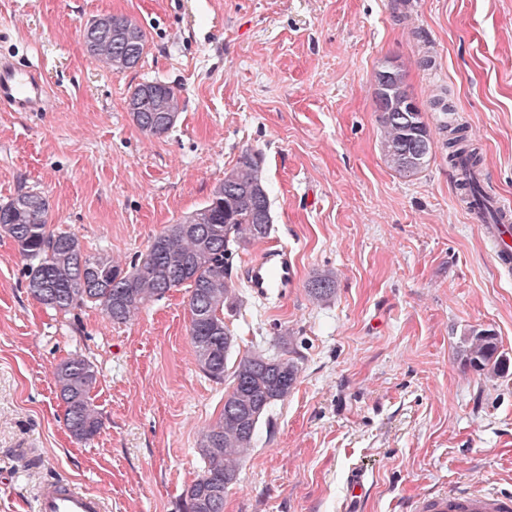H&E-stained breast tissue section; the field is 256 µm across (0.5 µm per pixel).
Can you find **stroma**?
<instances>
[{
    "mask_svg": "<svg viewBox=\"0 0 512 512\" xmlns=\"http://www.w3.org/2000/svg\"><path fill=\"white\" fill-rule=\"evenodd\" d=\"M110 14L146 35L134 69L86 50V23ZM0 56L38 65L48 86L44 111L0 107V203L42 193L50 224L89 252L130 261L202 208L243 150L263 154L268 241L289 250L297 285L282 300L244 290L224 320L241 351L278 355L292 337L300 372L259 421L224 512H412L444 489L512 492V369L488 378L463 358L489 330L512 359V274L459 202L432 105L449 100L484 188L512 201V0H0ZM388 64L433 132L409 177L381 148L374 78ZM156 81L183 100L160 136L127 110ZM25 266L0 236V512H34L58 478L101 492L107 512H181L230 387L196 363L187 290L115 324L41 306ZM328 269L336 293L313 302ZM73 356L97 371L103 426L87 442L52 380ZM336 290V275L331 270L317 273L310 282L309 295L313 301L323 303L332 297Z\"/></svg>",
    "mask_w": 512,
    "mask_h": 512,
    "instance_id": "stroma-1",
    "label": "stroma"
}]
</instances>
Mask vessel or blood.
<instances>
[{
    "instance_id": "vessel-or-blood-1",
    "label": "vessel or blood",
    "mask_w": 512,
    "mask_h": 512,
    "mask_svg": "<svg viewBox=\"0 0 512 512\" xmlns=\"http://www.w3.org/2000/svg\"><path fill=\"white\" fill-rule=\"evenodd\" d=\"M47 85L36 68L19 67L6 57L0 58V106L16 112H40L45 107ZM489 208L497 221L482 225L494 259L505 270L512 268V203L487 197L484 206H470V214ZM251 291L260 298H286L295 287L297 271L286 249L267 247L245 271ZM100 493L67 480L46 483L39 491L35 512H103ZM413 512H512V495L484 489L444 490L417 500Z\"/></svg>"
}]
</instances>
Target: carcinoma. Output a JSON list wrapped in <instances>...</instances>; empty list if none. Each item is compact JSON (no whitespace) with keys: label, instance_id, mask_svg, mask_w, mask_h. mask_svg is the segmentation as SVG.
<instances>
[{"label":"carcinoma","instance_id":"carcinoma-1","mask_svg":"<svg viewBox=\"0 0 512 512\" xmlns=\"http://www.w3.org/2000/svg\"><path fill=\"white\" fill-rule=\"evenodd\" d=\"M107 19L111 21L108 32L101 29L98 18L87 25L83 33L87 51L107 68L126 71L130 60L142 59L145 35L127 32L125 17L109 15ZM395 93L398 110L379 115L382 144L394 170L411 176L428 164L434 141L421 109L406 103L408 94L399 70ZM130 100L141 108L132 113L134 122L152 135L172 129L182 111L178 89L166 84H141ZM442 132L448 161L460 167V188L473 199L485 197L481 183L473 177L480 158L465 127L444 125ZM271 224L262 158L251 149L242 151L224 172V181L202 208L166 225L127 264L103 250L89 253L75 234L53 228L48 202L38 192L21 187L0 204V236L9 238L26 259V287L47 308L68 312L90 305L112 322L126 323L170 291L190 289L189 335L197 365L216 382L232 377V386L224 393L218 420L200 440L205 469L184 494V512H224V493L238 480L240 466L251 454L261 417L274 403L288 398L298 379L294 359L262 350L238 353L229 362L236 338L224 322V311L242 299L226 259L238 248L267 238ZM335 290L336 275L327 270L314 276L309 295L323 303ZM465 353L470 367L491 377L509 369V359L499 353L489 330L472 333ZM52 376L65 404L70 434L79 441L92 440L102 428L90 397L97 380L94 366L83 357H70L54 367Z\"/></svg>","mask_w":512,"mask_h":512}]
</instances>
